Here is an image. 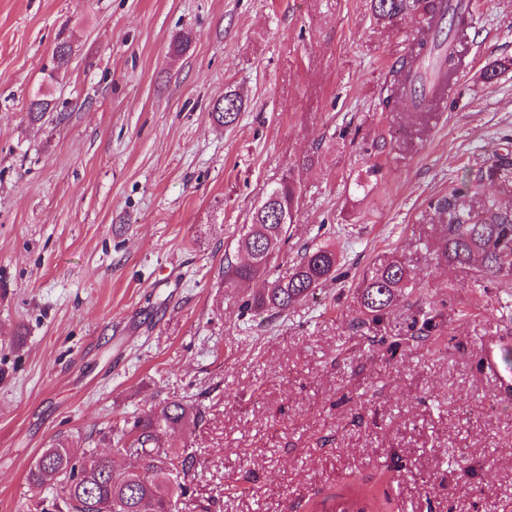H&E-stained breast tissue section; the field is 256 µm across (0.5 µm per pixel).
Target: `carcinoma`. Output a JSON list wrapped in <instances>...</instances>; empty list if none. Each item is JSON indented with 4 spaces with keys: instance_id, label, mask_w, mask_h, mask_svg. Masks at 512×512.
<instances>
[{
    "instance_id": "cac0c4a2",
    "label": "carcinoma",
    "mask_w": 512,
    "mask_h": 512,
    "mask_svg": "<svg viewBox=\"0 0 512 512\" xmlns=\"http://www.w3.org/2000/svg\"><path fill=\"white\" fill-rule=\"evenodd\" d=\"M377 19L391 20L417 13L423 20L437 18L444 27L417 39L411 56L392 68L398 102L416 111L428 106L427 86L444 84L456 66L454 55L444 49L445 35L464 29L472 18L463 0H373ZM222 108H213L217 122L233 124L243 108L236 93L228 91ZM512 169V157L500 155L481 174L497 180ZM458 189L439 199L436 208L448 214L435 243L439 261L460 266L481 257L485 274L512 272V210L486 200L473 208ZM300 193L293 177L272 185L254 208L251 221L241 228L238 250L243 262L224 266V287L263 279L261 290L243 305L246 310L283 314L314 295L316 289L340 277L339 258L328 244H309L287 265L284 272L269 276L273 261L291 236ZM410 283V273L401 263L390 261L371 271L362 282L360 307L378 317L388 311ZM202 416L201 410L181 401H171L147 418L126 424L113 438L112 456L79 451L62 439L51 441L26 474L34 488L66 481L65 498L51 504L39 502L41 512H178V502L187 492L181 475L193 464V454L162 442V434Z\"/></svg>"
}]
</instances>
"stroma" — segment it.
<instances>
[{"label":"stroma","mask_w":512,"mask_h":512,"mask_svg":"<svg viewBox=\"0 0 512 512\" xmlns=\"http://www.w3.org/2000/svg\"><path fill=\"white\" fill-rule=\"evenodd\" d=\"M474 12L433 114L384 107L419 23L372 0H0V512L61 496L26 480L53 438L108 454L173 400L203 411L165 437L197 450L180 512H311L353 487L389 512L512 508V402L476 367L512 331V274L431 248L448 191L512 207V176L479 178L512 154V67L483 77L512 60V0ZM229 90L245 106L224 125ZM287 174L289 253L327 242L345 275L247 312L260 284L222 287L224 258ZM391 260L412 286L364 316L362 280Z\"/></svg>","instance_id":"1"}]
</instances>
